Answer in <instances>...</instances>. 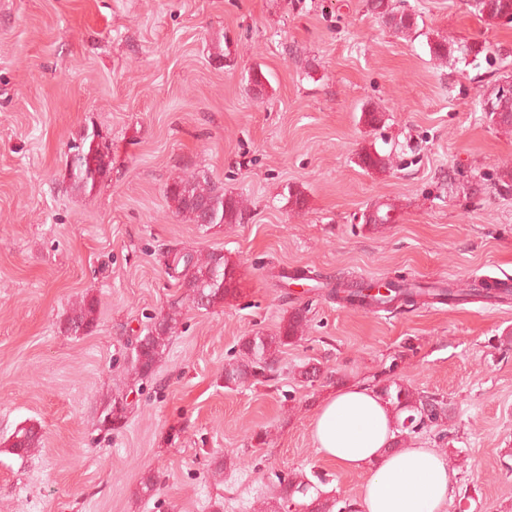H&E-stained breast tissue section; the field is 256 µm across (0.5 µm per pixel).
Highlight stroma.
I'll return each mask as SVG.
<instances>
[{
    "instance_id": "obj_1",
    "label": "stroma",
    "mask_w": 512,
    "mask_h": 512,
    "mask_svg": "<svg viewBox=\"0 0 512 512\" xmlns=\"http://www.w3.org/2000/svg\"><path fill=\"white\" fill-rule=\"evenodd\" d=\"M394 2L416 33L370 0H0V512H302L305 495L279 499L291 472L347 512L365 475L325 460L311 421L338 386L377 377L447 398V424L408 437L453 471L447 512H512V302L373 312L280 278L512 286V190L497 185L512 130L480 108L512 74V23L468 0ZM442 36L439 60L428 44ZM476 42L477 66L462 58ZM90 133L112 163L79 193L69 147ZM374 150L386 169L359 166ZM198 171L245 201L243 223L169 208L167 185ZM382 203L396 222H369ZM208 251L237 264L236 296L184 308L155 375L133 385L131 341L182 298L175 255ZM87 293L98 324L66 335ZM297 307L308 327L276 380L225 386L242 336L274 335ZM307 364L321 377L300 381ZM118 391L127 422L99 430ZM31 423L42 444L21 458L8 439ZM371 10L385 19L397 33L408 35L418 28V17L411 12L399 11L391 0H371Z\"/></svg>"
}]
</instances>
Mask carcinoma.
Listing matches in <instances>:
<instances>
[{
    "instance_id": "1",
    "label": "carcinoma",
    "mask_w": 512,
    "mask_h": 512,
    "mask_svg": "<svg viewBox=\"0 0 512 512\" xmlns=\"http://www.w3.org/2000/svg\"><path fill=\"white\" fill-rule=\"evenodd\" d=\"M468 2L474 13L489 24L503 17L512 21V0ZM371 10L400 34L408 35L418 28V16L397 10L392 0H371ZM480 106L493 124L505 129L512 128V96L503 94L501 85H496L480 102ZM74 149L76 153L70 165L71 184L78 190L92 189L110 166V148L97 141L96 135L88 134ZM359 165L367 171L383 169L387 160L377 152H366L359 156ZM165 195L175 208V213L187 217L193 224H239L244 218V200L224 191V187L206 175L192 174L180 178L167 186ZM177 261L183 263L178 275L183 289L182 300L172 304L167 312L152 317L146 333L137 337L132 344L127 365L130 378L136 383L154 375L172 336L178 330L182 302L186 301L198 310H208L234 297L239 288L238 266L221 252L186 253L178 257ZM383 286L386 292L370 294L368 284L338 282L330 288L329 295L349 305L374 303L398 308L415 306L423 298L443 303L459 300L466 294L491 298L512 293L511 288L499 282L486 281L474 285L467 293L451 284L423 286L406 278L386 281ZM99 306L100 302L95 296H81L61 321V329L69 336L90 334L98 322ZM307 314L308 310L295 308L282 318L275 335L268 336L255 331L242 337L239 359L224 365V382L228 385L247 381L263 384L274 380L278 355L282 349L302 339L309 322ZM376 393L394 413L395 447L401 445L405 437L415 429L440 426L448 420V401L415 392L395 380L378 381ZM127 397L126 393H115L103 400L98 418L100 430L109 432L123 427L130 409ZM41 443L42 435L37 426H22L12 434L10 450L22 457L38 449ZM306 489L307 483L297 480L295 474L279 479L282 500L291 501L295 494H303Z\"/></svg>"
}]
</instances>
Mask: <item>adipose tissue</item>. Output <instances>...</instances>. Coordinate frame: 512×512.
Masks as SVG:
<instances>
[{
	"label": "adipose tissue",
	"mask_w": 512,
	"mask_h": 512,
	"mask_svg": "<svg viewBox=\"0 0 512 512\" xmlns=\"http://www.w3.org/2000/svg\"><path fill=\"white\" fill-rule=\"evenodd\" d=\"M393 428L375 391L347 384L317 408L311 435L337 469L365 473L361 512H446L453 486L446 458L433 448L393 447Z\"/></svg>",
	"instance_id": "adipose-tissue-1"
}]
</instances>
